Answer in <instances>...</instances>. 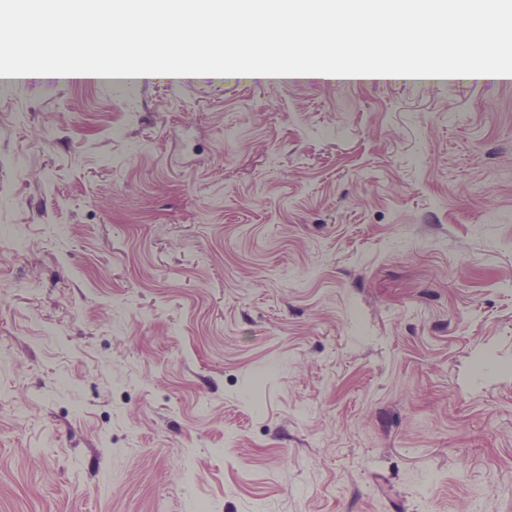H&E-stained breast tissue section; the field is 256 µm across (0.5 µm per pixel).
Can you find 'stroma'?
Returning a JSON list of instances; mask_svg holds the SVG:
<instances>
[{
  "instance_id": "35a3bbf8",
  "label": "stroma",
  "mask_w": 512,
  "mask_h": 512,
  "mask_svg": "<svg viewBox=\"0 0 512 512\" xmlns=\"http://www.w3.org/2000/svg\"><path fill=\"white\" fill-rule=\"evenodd\" d=\"M512 512V80L0 81V512Z\"/></svg>"
}]
</instances>
